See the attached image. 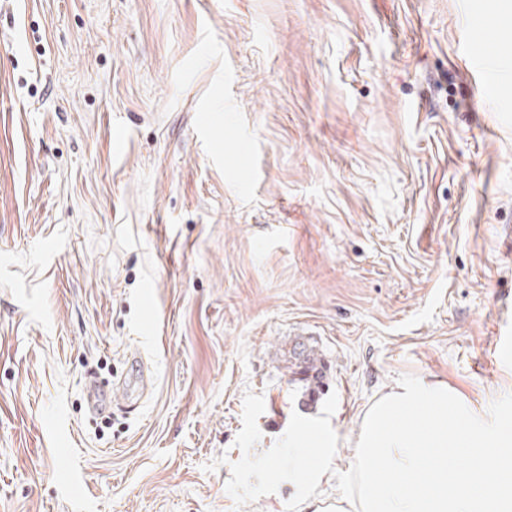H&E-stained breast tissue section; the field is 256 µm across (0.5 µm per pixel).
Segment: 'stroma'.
I'll return each mask as SVG.
<instances>
[{"instance_id": "1", "label": "stroma", "mask_w": 512, "mask_h": 512, "mask_svg": "<svg viewBox=\"0 0 512 512\" xmlns=\"http://www.w3.org/2000/svg\"><path fill=\"white\" fill-rule=\"evenodd\" d=\"M487 18L512 61V0H0V512H310L269 478L295 419L333 497L394 382L512 416ZM288 362V368L294 376H298L297 380L307 387L309 394H315L322 385L324 368L313 347L298 343L289 354Z\"/></svg>"}]
</instances>
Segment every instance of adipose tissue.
Masks as SVG:
<instances>
[{"instance_id":"adipose-tissue-1","label":"adipose tissue","mask_w":512,"mask_h":512,"mask_svg":"<svg viewBox=\"0 0 512 512\" xmlns=\"http://www.w3.org/2000/svg\"><path fill=\"white\" fill-rule=\"evenodd\" d=\"M333 445L321 425L297 420L288 428V480L307 498L329 478ZM350 448L355 465L345 493L315 512H512V419L477 414L447 383L385 387ZM452 448L464 464L449 463Z\"/></svg>"}]
</instances>
